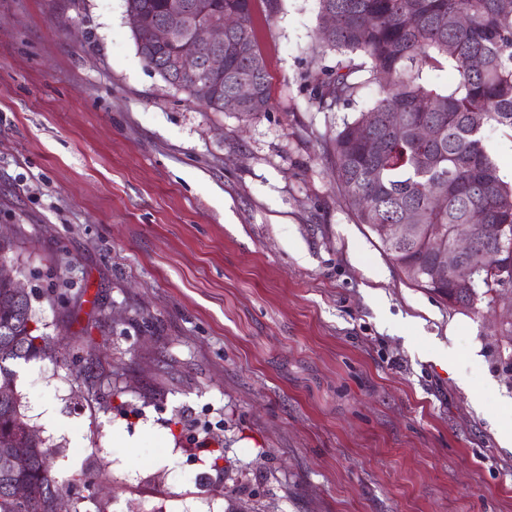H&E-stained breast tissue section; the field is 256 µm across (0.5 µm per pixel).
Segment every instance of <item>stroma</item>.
Returning a JSON list of instances; mask_svg holds the SVG:
<instances>
[{
  "label": "stroma",
  "instance_id": "35a3bbf8",
  "mask_svg": "<svg viewBox=\"0 0 512 512\" xmlns=\"http://www.w3.org/2000/svg\"><path fill=\"white\" fill-rule=\"evenodd\" d=\"M255 24L269 109L215 112L125 0H0V237L62 351L17 390L55 476L106 487L80 512H512V302L406 281L322 149L373 90L312 107L317 0Z\"/></svg>",
  "mask_w": 512,
  "mask_h": 512
}]
</instances>
